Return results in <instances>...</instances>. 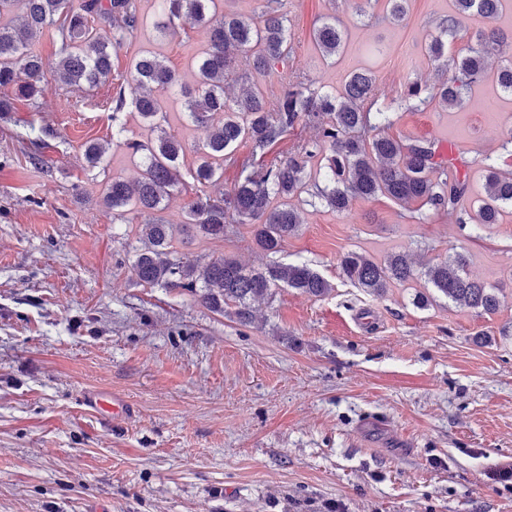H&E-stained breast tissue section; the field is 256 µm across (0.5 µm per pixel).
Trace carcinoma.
<instances>
[{"mask_svg":"<svg viewBox=\"0 0 512 512\" xmlns=\"http://www.w3.org/2000/svg\"><path fill=\"white\" fill-rule=\"evenodd\" d=\"M218 0H162L166 21L156 28L165 32L188 18L206 28L208 43L196 63L195 85L184 86L180 77L159 55L145 51L136 56L115 99L114 111L126 106L160 130L155 139L125 138L123 126L112 129V137L123 141L139 160L140 179L130 184L112 178L100 203L122 224L129 217L143 218L142 231L148 245L135 251L133 270L139 283L150 287L181 288L219 314L229 313L243 322L253 321L251 302L272 295L275 288H292L312 298H321L335 286L305 262L269 263L248 267L232 257L202 262L191 259L173 245L172 225L153 217L161 210L181 180L178 162L184 152L180 140L160 128L164 119L157 92L175 90L184 98L185 116L194 125L210 129L199 150L191 176L211 188L188 204L186 234L194 239H224L236 224H249L257 247L268 255L281 251L283 243L300 224L296 203L309 185L329 209L346 213L356 199L383 196L398 205L418 204L436 214L463 222L470 182L460 173L456 158L445 157L439 145L425 138L402 140L378 129L393 125V113L378 103L376 78L368 70H355L341 93L316 85V80L293 71L278 74L282 93L268 100L260 88H249L244 96L227 103L224 81L236 74L237 56L259 76L275 73L287 64L293 52L288 19L281 12L282 0H265L259 21L228 12H217ZM504 0H453L454 13L438 25L426 46L436 65L438 79L432 85L412 82L401 95V106L418 110L437 102L448 110L463 107L471 86L482 81L486 59L508 47L512 33L492 24ZM477 16L487 24L475 41L457 53L448 52L456 37L458 17ZM137 0H0V120H8L15 102L36 105L45 94L43 63L33 49L37 34L52 28L61 41L54 86L69 90L82 84L96 87L112 75V50L123 46L143 26ZM312 39L325 58L344 52L347 30L334 16L322 19ZM500 90L512 96V59L496 72ZM132 98H126L124 89ZM311 125L316 138L299 140L288 157L262 161L259 168L243 166L233 189L224 190V165L236 163L235 149L248 142L251 154L265 156L288 132ZM50 130L28 125L26 136L34 147L32 159ZM106 153L94 142L84 145L87 167L94 170ZM486 171L484 196L478 206V224H497L512 207V177L493 164ZM324 186H319V182ZM470 262L457 252L440 262L431 260L415 268L403 252H392L382 261L348 251L339 260L343 278L356 288L384 297L389 288L425 280L433 293L419 292L414 305L424 308L438 297L490 315L499 307L496 289L466 273Z\"/></svg>","mask_w":512,"mask_h":512,"instance_id":"cac0c4a2","label":"carcinoma"}]
</instances>
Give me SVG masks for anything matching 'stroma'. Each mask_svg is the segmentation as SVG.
<instances>
[{
    "instance_id": "stroma-1",
    "label": "stroma",
    "mask_w": 512,
    "mask_h": 512,
    "mask_svg": "<svg viewBox=\"0 0 512 512\" xmlns=\"http://www.w3.org/2000/svg\"><path fill=\"white\" fill-rule=\"evenodd\" d=\"M144 26L112 55L100 86L48 91L39 111L17 104L0 121V512H512V213L476 229L437 214L416 220L386 197L338 214L300 203L301 224L277 261L308 263L334 291L311 298L275 289L253 323L211 312L181 289L139 284L131 264L139 223L116 224L98 206L112 178H137V160L113 142L151 131L136 112L112 110L134 56L159 53L186 85L207 31L183 23L161 35L158 0H139ZM294 41L290 70L340 88L349 69H371L380 104L406 83L433 82L425 47L451 0H411L400 23H358L354 0H283ZM336 15L351 40L337 62L310 32ZM462 109L397 112L387 133L423 137L467 161L482 192L488 158L512 170V97L491 74ZM164 129L185 146L182 184L158 219L178 225L203 191L190 175L203 128L163 95ZM50 127L40 161L23 138L28 122ZM107 146L108 165L88 170L86 142ZM204 261L268 258L250 225L221 240L178 244ZM401 251L443 259L467 253L472 277L500 299L491 315L447 300L414 305L423 282L376 298L346 282L338 262ZM124 397L132 411L103 421L85 391Z\"/></svg>"
}]
</instances>
